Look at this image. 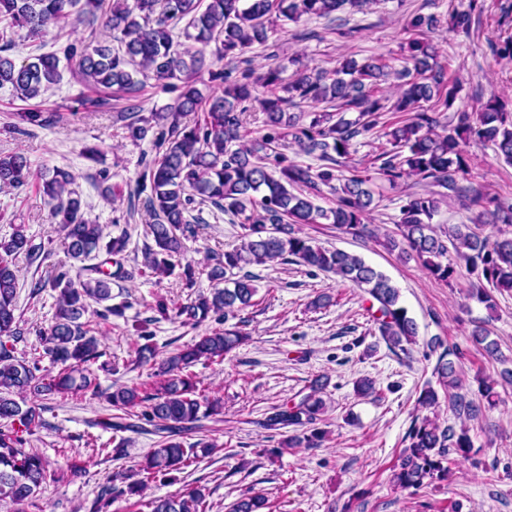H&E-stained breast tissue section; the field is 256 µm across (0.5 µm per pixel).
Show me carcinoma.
Instances as JSON below:
<instances>
[{"instance_id":"obj_1","label":"carcinoma","mask_w":512,"mask_h":512,"mask_svg":"<svg viewBox=\"0 0 512 512\" xmlns=\"http://www.w3.org/2000/svg\"><path fill=\"white\" fill-rule=\"evenodd\" d=\"M360 0H112L103 11L105 0H0V89L29 102L57 85L62 77L61 59L75 64L81 79L90 87L116 89L132 94L139 81L131 69L141 68L157 80L176 79L179 91L170 111L161 115L168 122L165 132L155 139L156 156L136 181V197L146 194L144 208L149 215L153 245L145 246L144 271L148 277L174 272L172 258L183 254L185 240L195 236L199 216H189L195 203H209L233 216L244 230L241 244L214 258L208 266L210 291L198 292L172 310L159 304L164 317L184 325L197 326L211 317L221 320L226 312L250 305L257 292L255 276L246 267L268 262L291 261L325 273L363 290L369 310L382 339L391 351L409 353L416 343L418 327L400 302V291L391 280L353 253L328 248L302 236L296 224H318L326 220L355 236L371 235L365 224L374 202L367 188L369 176L355 168L345 169L341 159L350 153L355 138L379 129L387 148L375 157L377 174L395 187L408 177H416L442 188L434 194L409 195L400 208L396 231L387 235L384 247L390 252L414 257L437 280L450 282L458 274L457 260L473 278L471 298L492 307L491 291H512V206L503 205L468 181V165L461 144L473 141L491 144L498 157L512 164V113L503 111L496 100L487 102L473 115L454 113L448 122L442 113L453 104L455 83L441 66L430 63V47L418 40L409 43L413 67L391 70L382 56L359 63L346 61L331 74L299 72L284 81L279 69L270 67L259 76L251 68L232 76L234 64L245 49L269 39L274 19L295 20L302 15L327 16L347 3ZM105 12V24L114 32L117 46L109 42L94 45L82 41L67 45L64 57L42 53L18 61L6 51L12 39L7 32L24 30L30 38H40L51 24L72 14L85 17L92 25L98 13ZM184 24L182 34L204 47L218 44V59L227 60V69L210 71V79L222 85L221 93L203 97L192 77L204 66L203 50H178L174 29ZM393 71L401 81L402 92L388 106L380 96V79ZM267 90L260 99L265 114L264 133L257 137L245 129L244 115L256 100L258 88ZM336 103V112H290L288 107L303 102ZM433 102L431 107L424 106ZM187 112L200 118L185 123ZM391 113L384 121L382 114ZM16 126H48L54 115L39 106L15 113ZM129 137L146 138L149 120L131 111L123 115ZM301 151L316 157L312 167L288 160L283 152L288 140ZM31 176L27 159L21 154L0 156V185L21 187ZM43 193L57 201L52 215L62 228L72 259L83 262L101 253L115 270L91 268L95 276L73 277L61 265L40 288L57 292L56 313L44 332L46 354L59 367L56 375L41 373L36 362L18 359L3 338L18 339L16 289L13 259L35 251L21 228L0 241V507L6 512H25V505L56 473L45 459L26 448L29 436L45 426L44 405L30 401L51 395L91 393L100 396L88 365L102 356L98 339L89 335L81 319L87 315L123 316L125 305L91 309L111 299L110 284L128 276L124 254L128 237L106 238L103 228L85 217L81 197L70 185L73 174L54 167L40 175ZM334 197L335 206L325 209L316 204L324 193ZM454 197L469 209L481 207L474 224H435L443 198ZM489 331L477 326L474 340L490 357L498 356L497 343L488 340ZM247 340L240 331L218 330L207 333L170 353L158 366L163 378L153 394H141L138 387L123 385L104 395L119 411L117 418L135 416L164 434L144 456L138 467L118 471L100 486L89 512H103L115 496L143 495L149 481L190 467L199 456L218 451L214 442L196 441L185 446L182 437L197 430L198 422L222 412L219 401L211 400L200 389L201 381L191 367L204 360L222 362L231 350ZM431 351L439 352L433 369L436 383L426 382L417 398L420 409L430 410L439 401V392L448 395V409L454 417L473 418L479 406L461 392L459 366L463 353L448 348L437 338ZM325 384L316 379L297 401L275 409L262 426L275 432L293 429L295 434L282 440L285 448H316L326 432L315 428L323 411L321 398ZM407 448L392 467L391 480L403 489L418 490L433 482L448 480L451 455L470 456L473 442L469 429L443 425L428 415L413 421ZM205 494L200 487L143 502L149 512H205ZM268 499L244 495L232 512H262Z\"/></svg>"}]
</instances>
